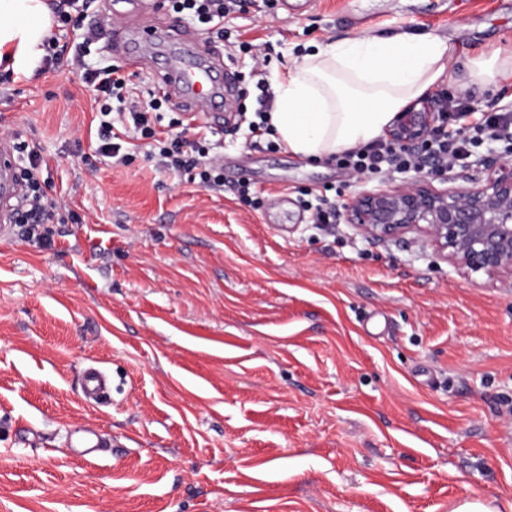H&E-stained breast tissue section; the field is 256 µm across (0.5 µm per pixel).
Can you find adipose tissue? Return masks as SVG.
Wrapping results in <instances>:
<instances>
[{
  "mask_svg": "<svg viewBox=\"0 0 512 512\" xmlns=\"http://www.w3.org/2000/svg\"><path fill=\"white\" fill-rule=\"evenodd\" d=\"M52 16L44 0H0V63L29 77L46 54ZM451 38L402 32L327 38L275 76L273 138L301 158H326L377 140L410 100L450 79ZM467 85H512V47L473 60Z\"/></svg>",
  "mask_w": 512,
  "mask_h": 512,
  "instance_id": "obj_1",
  "label": "adipose tissue"
}]
</instances>
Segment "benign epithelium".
<instances>
[{
    "mask_svg": "<svg viewBox=\"0 0 512 512\" xmlns=\"http://www.w3.org/2000/svg\"><path fill=\"white\" fill-rule=\"evenodd\" d=\"M443 98L423 97L398 113L388 139L404 148L420 146L443 119ZM437 188L419 176L407 184L363 190L345 205V221L366 239L405 234L431 245L467 277H502L512 288V161L490 167L482 182Z\"/></svg>",
    "mask_w": 512,
    "mask_h": 512,
    "instance_id": "7a95c632",
    "label": "benign epithelium"
}]
</instances>
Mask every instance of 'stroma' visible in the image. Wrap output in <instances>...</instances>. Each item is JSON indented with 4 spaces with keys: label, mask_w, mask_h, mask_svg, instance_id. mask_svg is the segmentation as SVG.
Segmentation results:
<instances>
[{
    "label": "stroma",
    "mask_w": 512,
    "mask_h": 512,
    "mask_svg": "<svg viewBox=\"0 0 512 512\" xmlns=\"http://www.w3.org/2000/svg\"><path fill=\"white\" fill-rule=\"evenodd\" d=\"M203 30L242 113L211 141L224 192L96 151L98 109L67 70L0 83L5 128L64 197L44 241L0 240V512H453L512 502V288L432 247L314 223L411 171L310 161L245 113L306 44L366 31L451 35L448 63L512 42V0H255ZM268 46L255 67L247 44ZM248 182L260 209L233 193ZM113 380L89 404L82 378ZM107 440L73 455L80 427Z\"/></svg>",
    "instance_id": "obj_1"
}]
</instances>
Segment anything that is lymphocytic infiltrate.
Instances as JSON below:
<instances>
[{
  "label": "lymphocytic infiltrate",
  "mask_w": 512,
  "mask_h": 512,
  "mask_svg": "<svg viewBox=\"0 0 512 512\" xmlns=\"http://www.w3.org/2000/svg\"><path fill=\"white\" fill-rule=\"evenodd\" d=\"M243 0H166L169 12L200 26L215 38L224 36V19L241 6ZM44 72H57L67 68L79 71L83 83L95 94L102 121L99 125L97 151L102 156L126 164L129 153L113 131L122 125L127 138L148 140L152 143L154 158L166 169L188 174L194 183L205 190L220 191L224 188V159L214 153L208 136L188 139L187 124L182 118H171L166 134H158L152 116L172 109L168 95L151 94L149 100L127 95L128 79L119 68L107 66L88 67L81 51L70 50L56 37H47ZM448 123L419 148L405 150L381 139L359 149L337 154L336 161L357 174L379 173L385 170L419 171L429 163L448 167L464 164L475 148L485 139L498 135L512 138V113L503 111L481 112L470 105L469 96L449 98L446 106ZM18 155L20 182L23 193L18 208L25 224L24 235L29 239H42L41 225L52 223L61 204L48 197L41 188L40 172L45 163L41 153L19 142L15 134H8Z\"/></svg>",
  "instance_id": "obj_1"
}]
</instances>
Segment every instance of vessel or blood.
<instances>
[{
  "label": "vessel or blood",
  "instance_id": "obj_1",
  "mask_svg": "<svg viewBox=\"0 0 512 512\" xmlns=\"http://www.w3.org/2000/svg\"><path fill=\"white\" fill-rule=\"evenodd\" d=\"M107 34L111 46L119 50L132 66H139L147 45L168 46L181 41L182 33L174 26L156 22L140 24L120 22L111 25ZM155 81L177 101L186 117L195 121H221L222 113L216 112L217 100L223 99L224 90L231 78L220 58L195 57L191 63L173 60L164 68L155 70ZM21 186L15 179V160L7 142H0V236L10 234L8 220L11 202L19 197Z\"/></svg>",
  "mask_w": 512,
  "mask_h": 512
}]
</instances>
